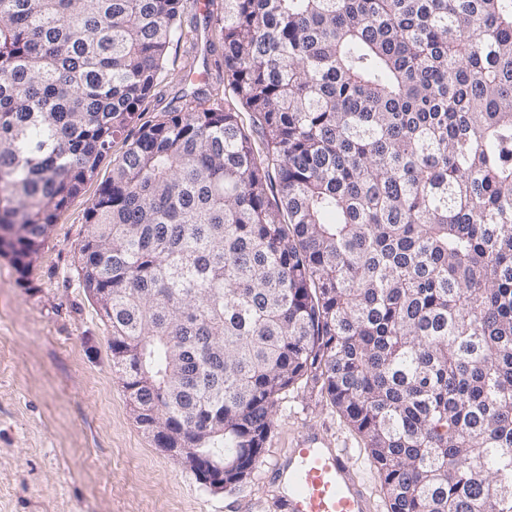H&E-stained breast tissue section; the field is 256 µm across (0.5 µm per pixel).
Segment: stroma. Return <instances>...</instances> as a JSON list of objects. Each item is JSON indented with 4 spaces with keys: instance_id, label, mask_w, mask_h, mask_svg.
<instances>
[{
    "instance_id": "stroma-1",
    "label": "stroma",
    "mask_w": 512,
    "mask_h": 512,
    "mask_svg": "<svg viewBox=\"0 0 512 512\" xmlns=\"http://www.w3.org/2000/svg\"><path fill=\"white\" fill-rule=\"evenodd\" d=\"M223 9L224 0H212L209 13ZM209 13L181 0L183 18L196 21L194 41L170 46L164 69L172 80L144 101V119H159L184 92L177 76L221 59ZM111 174L104 159L59 215L28 275L0 254V512H279L270 469L311 425L350 450L374 491L362 441L312 383L281 394L261 465L230 491L206 489L140 427L112 369L110 332L78 274L84 215ZM373 499L387 512L381 494Z\"/></svg>"
}]
</instances>
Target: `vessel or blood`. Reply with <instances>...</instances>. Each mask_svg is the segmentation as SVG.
Listing matches in <instances>:
<instances>
[{"mask_svg": "<svg viewBox=\"0 0 512 512\" xmlns=\"http://www.w3.org/2000/svg\"><path fill=\"white\" fill-rule=\"evenodd\" d=\"M284 484L280 512H373L346 449L317 429L297 438L271 470Z\"/></svg>", "mask_w": 512, "mask_h": 512, "instance_id": "1", "label": "vessel or blood"}]
</instances>
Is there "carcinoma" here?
Instances as JSON below:
<instances>
[{
	"mask_svg": "<svg viewBox=\"0 0 512 512\" xmlns=\"http://www.w3.org/2000/svg\"><path fill=\"white\" fill-rule=\"evenodd\" d=\"M180 2L0 0L15 266L121 137L79 277L158 447L235 488L313 380L388 512H512V0H224L222 79L144 122Z\"/></svg>",
	"mask_w": 512,
	"mask_h": 512,
	"instance_id": "1",
	"label": "carcinoma"
}]
</instances>
